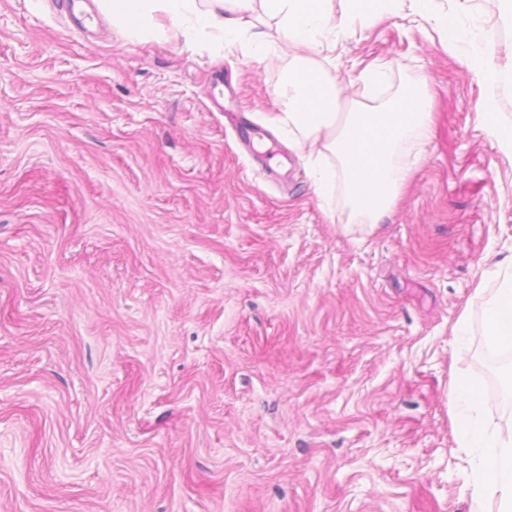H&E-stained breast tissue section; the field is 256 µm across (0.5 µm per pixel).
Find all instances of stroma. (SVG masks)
I'll use <instances>...</instances> for the list:
<instances>
[{
    "instance_id": "35a3bbf8",
    "label": "stroma",
    "mask_w": 512,
    "mask_h": 512,
    "mask_svg": "<svg viewBox=\"0 0 512 512\" xmlns=\"http://www.w3.org/2000/svg\"><path fill=\"white\" fill-rule=\"evenodd\" d=\"M398 0L335 30L362 99L426 81L434 124L375 229L268 123L277 45L137 35L0 0V512H496L466 489L448 383L512 419L484 307L512 254V154L475 110L495 0ZM260 133L245 147L225 111ZM468 316L466 350L454 328ZM493 64V58L488 56L487 49L482 41L476 45L466 56V65L474 79L485 84L488 79L490 67Z\"/></svg>"
}]
</instances>
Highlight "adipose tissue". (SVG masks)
<instances>
[{
	"label": "adipose tissue",
	"mask_w": 512,
	"mask_h": 512,
	"mask_svg": "<svg viewBox=\"0 0 512 512\" xmlns=\"http://www.w3.org/2000/svg\"><path fill=\"white\" fill-rule=\"evenodd\" d=\"M332 0H98L113 27L135 33L184 31L188 24L233 37L245 15L262 8L274 20L278 39L293 49L280 93L285 100L275 126L287 129L297 150L323 160L320 186L340 180L351 220L377 227L390 215L410 178L411 153L433 122L425 85L384 103L348 102L337 111L340 90L329 67L324 38L333 28L369 24L381 17L384 0H345L335 16ZM476 110L491 140L512 153V122L500 115L495 92ZM499 286L485 307L486 334L493 345L512 348V256L499 266ZM458 441L477 449L467 488L473 500L496 499L499 512H512V427L487 428L475 417L479 393L466 380L448 386Z\"/></svg>",
	"instance_id": "ef3b65f1"
}]
</instances>
